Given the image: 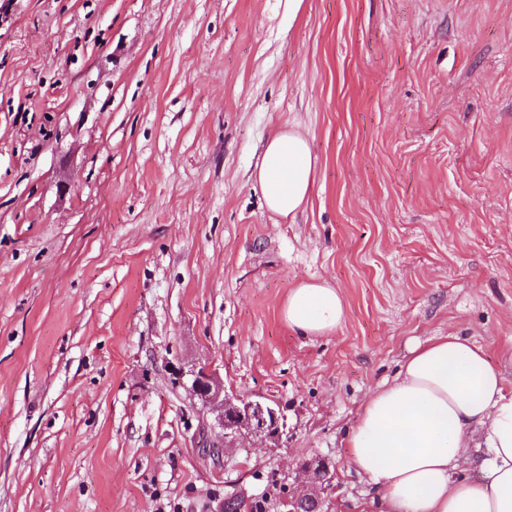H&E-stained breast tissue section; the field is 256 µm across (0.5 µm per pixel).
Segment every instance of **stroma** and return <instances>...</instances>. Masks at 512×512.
Returning a JSON list of instances; mask_svg holds the SVG:
<instances>
[{"label":"stroma","mask_w":512,"mask_h":512,"mask_svg":"<svg viewBox=\"0 0 512 512\" xmlns=\"http://www.w3.org/2000/svg\"><path fill=\"white\" fill-rule=\"evenodd\" d=\"M288 127L292 219L254 180ZM323 281L344 318L303 335ZM450 333L512 389V0H0V512H279L315 459L371 512L345 433ZM200 365L279 441L224 446ZM267 208L282 217L304 209L313 189L315 162L308 138L294 128L274 132L255 173ZM344 314L343 299L327 282H303L292 288L283 307L291 328L308 336H324L338 327Z\"/></svg>","instance_id":"stroma-1"}]
</instances>
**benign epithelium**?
<instances>
[{
  "label": "benign epithelium",
  "instance_id": "benign-epithelium-1",
  "mask_svg": "<svg viewBox=\"0 0 512 512\" xmlns=\"http://www.w3.org/2000/svg\"><path fill=\"white\" fill-rule=\"evenodd\" d=\"M174 373L192 377L187 390L215 414L224 430V443L227 444L245 433L261 440H276L281 436L283 414L279 405L228 392L224 387V380L205 366L188 372L176 367ZM303 471L314 488L323 485L329 475V467L324 462L314 466L306 465ZM308 503L312 505V512H322V499L315 492L290 497L282 502V507L284 512H301V507Z\"/></svg>",
  "mask_w": 512,
  "mask_h": 512
}]
</instances>
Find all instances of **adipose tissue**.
<instances>
[{
	"instance_id": "obj_1",
	"label": "adipose tissue",
	"mask_w": 512,
	"mask_h": 512,
	"mask_svg": "<svg viewBox=\"0 0 512 512\" xmlns=\"http://www.w3.org/2000/svg\"><path fill=\"white\" fill-rule=\"evenodd\" d=\"M255 178L271 212L295 216L314 185L308 138L293 128L274 132ZM343 314L338 289L326 282L298 284L283 307L288 325L308 336L333 332ZM476 433L486 448L474 461ZM346 446L375 485L379 512H512V394L469 338L414 345L396 376L367 396Z\"/></svg>"
}]
</instances>
